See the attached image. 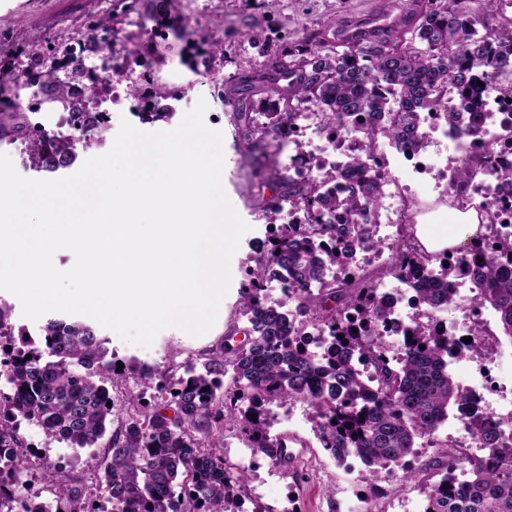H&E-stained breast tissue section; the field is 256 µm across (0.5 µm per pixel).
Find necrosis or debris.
<instances>
[{"mask_svg": "<svg viewBox=\"0 0 512 512\" xmlns=\"http://www.w3.org/2000/svg\"><path fill=\"white\" fill-rule=\"evenodd\" d=\"M169 37V31L148 25L145 15L131 11L125 28L114 32L105 55L92 54L85 41L79 39L57 42L43 53L38 72L46 77H72L82 85L94 84V92L79 97L77 103L94 117V130L111 132L112 108L116 105L141 119L148 111L161 112L169 123L178 113L176 101L193 87L195 77L217 67L215 55L209 53L195 56L188 76L160 53L149 68L132 65L142 40L155 42ZM80 58L85 59V68L80 74H72V63ZM29 73L25 59H15L8 106L24 117L33 134L43 139L73 137V105L47 98L38 85L28 82ZM155 85L167 88V105L154 103L151 88ZM452 112L459 115L453 124L448 121ZM372 127V121L362 117L326 131L316 123L311 110H304L279 140L288 159L289 175L316 183L324 196L336 199L344 197L351 178L377 179L383 185L382 196L377 204L359 208L355 221L369 225L372 239L388 246L395 239L394 228L417 223L424 214V207L417 201L424 186L437 193L440 202L462 213L493 204L502 235L512 237L511 184L482 172L473 177L468 198L461 199L453 193L458 163L463 157L481 153L492 145L498 149L503 165H512V79L504 78L500 70L481 67L469 71L466 91H459L456 82H449L443 106L417 115L415 135L421 142L417 150H403L390 139L367 148ZM360 153L365 162L361 170H352L350 158ZM376 293L391 305L385 334L399 342L414 322L426 318L456 342L474 335L476 327L491 329L497 323L489 312L469 306L426 313L415 305L413 289L401 278L379 283ZM504 362L512 364V343H495L492 359L476 361L457 385L471 396L472 413L488 417L512 446V373L497 371L498 364Z\"/></svg>", "mask_w": 512, "mask_h": 512, "instance_id": "obj_1", "label": "necrosis or debris"}]
</instances>
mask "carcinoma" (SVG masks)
<instances>
[{
	"instance_id": "1",
	"label": "carcinoma",
	"mask_w": 512,
	"mask_h": 512,
	"mask_svg": "<svg viewBox=\"0 0 512 512\" xmlns=\"http://www.w3.org/2000/svg\"><path fill=\"white\" fill-rule=\"evenodd\" d=\"M499 0H413L410 20L403 27L365 33L354 42L325 43L315 35L285 41L269 58L268 67L245 75L220 97L231 107L236 136L250 150L291 127L301 106L314 103L313 116L323 127L393 113L373 129V137L394 139L404 149L420 147L414 136L416 113L437 107L448 94V79L461 81L472 67L500 68L512 61V21L504 24ZM100 53L109 40L94 32L113 30L112 17L87 15L84 23ZM268 87L274 100L265 106L267 122L258 126L247 96L258 85ZM32 169L55 173L70 168L78 151L67 140L49 145L32 134ZM491 171L512 180V168L497 166L496 151L461 161L455 192L462 194L475 173ZM267 181L277 193L265 203L273 223L279 202L318 215L307 224H282L255 251L253 287L242 290V316L247 320L244 345L236 344V329L209 353L201 368L190 367L177 377L159 367L117 370L119 359L108 357L106 339L90 322L68 317L48 319L42 326L43 348L23 329L15 330L12 307L0 300V512H33L21 474L31 458L17 436L21 422L39 427L46 438L71 448H92L107 431L115 407L110 388L130 380L143 387L129 394L125 418L108 441L106 490L113 512H242L243 471L224 468L220 450L224 430L232 426L248 437L254 452L274 456L267 421H254L264 402L307 403L314 432L322 448L336 461V443L368 458L380 468L403 466L418 438H432L448 408L468 407V398L448 373V341L429 322L414 324L405 347L387 353L380 330L389 311L376 299V283L403 272L430 275L432 288H414L415 302L426 311L451 300L448 277L467 275L483 292L471 299L476 308H492L501 333L512 338V240L496 238L497 226L469 249L475 261L465 267L446 265L447 252L428 253L406 227L387 260L370 269L349 266L356 242L377 253L384 246L369 240L367 225L354 223L359 203H377L380 186L374 180L352 181L343 201L347 223L334 224L336 201L271 168ZM277 267L288 276V297L307 320L288 322L281 300L265 302L258 285ZM328 332L320 337L326 353L317 357L310 338L290 341L308 329ZM367 360L376 371L380 390L368 402L365 381L353 358ZM166 397L146 398L150 384ZM468 428L484 447L501 457L499 463L474 466L463 482L455 481L460 454L444 450L433 461L440 480L425 488V512H512V448L499 447L500 434L484 418L472 415ZM44 490L50 499L40 512H104L90 491L54 468H46Z\"/></svg>"
}]
</instances>
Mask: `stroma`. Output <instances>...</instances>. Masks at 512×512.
<instances>
[{"instance_id": "stroma-1", "label": "stroma", "mask_w": 512, "mask_h": 512, "mask_svg": "<svg viewBox=\"0 0 512 512\" xmlns=\"http://www.w3.org/2000/svg\"><path fill=\"white\" fill-rule=\"evenodd\" d=\"M411 0H278L276 6H268L267 0H165L159 10L164 19L191 17L209 30L216 32L224 41L222 58L224 66L220 76L225 83L264 69L270 53L279 41L293 39L310 33L332 44L336 30L353 19L376 10L393 13L409 11ZM91 9L89 0H0V33L13 34L28 47L43 48L47 38L62 35L63 39L75 38L71 29H61L56 21L62 17H82ZM223 134L224 179L223 189L240 218L249 223L250 229L239 243L230 262L231 284L224 299V317L216 321L210 334L222 338L229 324L240 320L237 307L240 285L250 276L254 263L252 250L264 233L252 218L257 215V169L260 154L244 156L235 138L231 120H224ZM100 334L107 341L111 353L122 360L170 368L183 374L193 365H201L211 347L177 328L161 331L151 346L129 344L114 331L104 328ZM296 453L288 467L271 471L260 468L264 478L263 505L281 508L285 498L297 500L301 512H344L338 494L345 480L341 466L321 447L311 419H304L299 428L290 430ZM18 436L32 453L33 466L26 480L33 492H41V472L44 465L61 467L71 476L81 478L90 487L99 503H106V474L95 466L104 457L106 448H70L49 442L42 430L28 422H21ZM387 486L388 495L382 501L384 512H403L401 504L408 499H423L420 485L408 480L403 474L388 477L387 473H365L360 481L362 490Z\"/></svg>"}]
</instances>
